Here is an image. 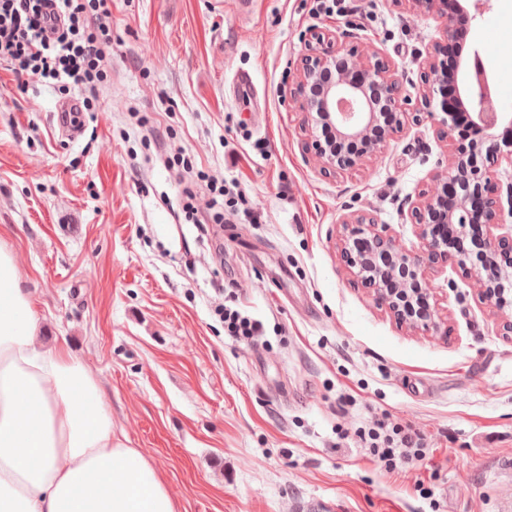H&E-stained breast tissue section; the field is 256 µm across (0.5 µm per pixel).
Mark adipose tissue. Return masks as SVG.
I'll use <instances>...</instances> for the list:
<instances>
[{"mask_svg": "<svg viewBox=\"0 0 512 512\" xmlns=\"http://www.w3.org/2000/svg\"><path fill=\"white\" fill-rule=\"evenodd\" d=\"M37 312L0 247V512H175L152 460L112 433L98 381Z\"/></svg>", "mask_w": 512, "mask_h": 512, "instance_id": "ef3b65f1", "label": "adipose tissue"}]
</instances>
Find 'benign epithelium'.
Returning a JSON list of instances; mask_svg holds the SVG:
<instances>
[{
  "label": "benign epithelium",
  "instance_id": "1",
  "mask_svg": "<svg viewBox=\"0 0 512 512\" xmlns=\"http://www.w3.org/2000/svg\"><path fill=\"white\" fill-rule=\"evenodd\" d=\"M404 3L411 12L438 23L439 38L427 48L422 61L425 83L438 92L447 84L455 89L453 107L442 102L440 111L427 113L437 137L451 138L455 115L467 112L474 140L453 145L448 169L434 176L436 191L422 194L413 203L415 249L397 246L388 225L377 223L367 213L354 212L340 220L343 232L338 251L347 273L372 290L376 303L397 325L437 332L441 325L429 304L427 273L449 261L476 277L482 298L495 300L501 311L512 307V225L505 223V216L512 217V194L506 209L497 194L494 171L486 165L500 159L512 168V117L493 106L491 85L479 59L459 69L446 68L440 59L456 37L453 18L463 11L461 0ZM304 42L306 53L289 85L290 99L305 112V125L311 129L328 126L338 142L361 144L360 150L351 153L316 136L310 149L325 172H362L403 126L407 96L397 66L379 50L349 40L344 32L313 28ZM382 112L391 113L393 120L378 132ZM440 223L454 225L461 236L469 226L481 225L484 267L467 253L450 252L448 237L438 233ZM419 298L426 301L423 310L415 306Z\"/></svg>",
  "mask_w": 512,
  "mask_h": 512
}]
</instances>
